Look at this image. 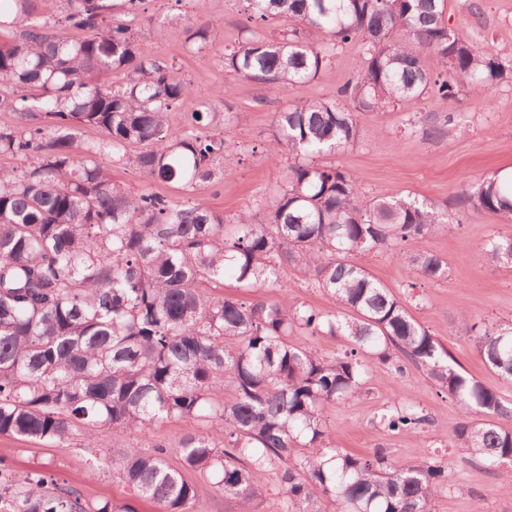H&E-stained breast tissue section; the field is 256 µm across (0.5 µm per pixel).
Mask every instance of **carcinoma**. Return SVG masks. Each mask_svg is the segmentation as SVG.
Returning <instances> with one entry per match:
<instances>
[{
    "mask_svg": "<svg viewBox=\"0 0 512 512\" xmlns=\"http://www.w3.org/2000/svg\"><path fill=\"white\" fill-rule=\"evenodd\" d=\"M58 17L35 0H0V111L39 121L0 125V155L25 158L0 169V435L62 446L105 448L127 429L149 434L168 420L192 424L175 448L122 449L112 467L135 493L166 512H191L212 489L255 512L262 489L252 471L272 469L286 512H430L449 487L448 466L424 458L408 467L383 449L357 455L330 445L325 406L362 387L370 349L401 377L415 368L459 402L464 420L452 442L490 467L512 461V430L497 419L512 407L455 358L377 282L352 253L416 247L425 278L447 273L423 250L449 221L448 209L512 216V179L490 177L451 205L410 196L366 199L346 173L317 157L354 144L356 114L411 104L426 94L452 100L460 88L488 92L512 79V62L471 43L443 18L445 0H247L251 18L277 19L270 40L259 31L224 54V69L280 92L330 71L332 57L307 38L325 31L336 43L360 41L361 69L339 100H312L276 114L269 152L288 153V176L253 214L232 219L196 199L127 191L110 165L195 192L228 172L211 94L198 95L189 127L172 129L169 112L187 96L171 68L140 47L131 28H102L107 15H134L142 0H60ZM434 56L442 71L424 62ZM23 94H18V91ZM82 126L103 139H78ZM512 235L482 247L505 257ZM312 276L336 301L323 314L284 298L246 304L214 295L230 276L244 288H272L281 266ZM344 336L354 348L324 358L291 344ZM499 376L512 378V321L466 326ZM393 432L413 434L427 415L394 405L380 416ZM206 476L188 481L174 468ZM0 512H135L128 502L89 500L50 472L0 459Z\"/></svg>",
    "mask_w": 512,
    "mask_h": 512,
    "instance_id": "cac0c4a2",
    "label": "carcinoma"
}]
</instances>
